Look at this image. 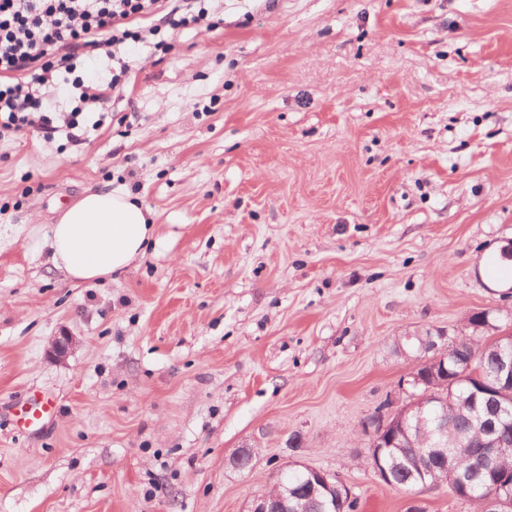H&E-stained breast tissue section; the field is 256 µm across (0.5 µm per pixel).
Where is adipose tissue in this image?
<instances>
[{
  "label": "adipose tissue",
  "mask_w": 512,
  "mask_h": 512,
  "mask_svg": "<svg viewBox=\"0 0 512 512\" xmlns=\"http://www.w3.org/2000/svg\"><path fill=\"white\" fill-rule=\"evenodd\" d=\"M154 231L146 208L130 194L89 188L52 225L48 244L54 266L86 283L128 268L144 255Z\"/></svg>",
  "instance_id": "adipose-tissue-1"
}]
</instances>
